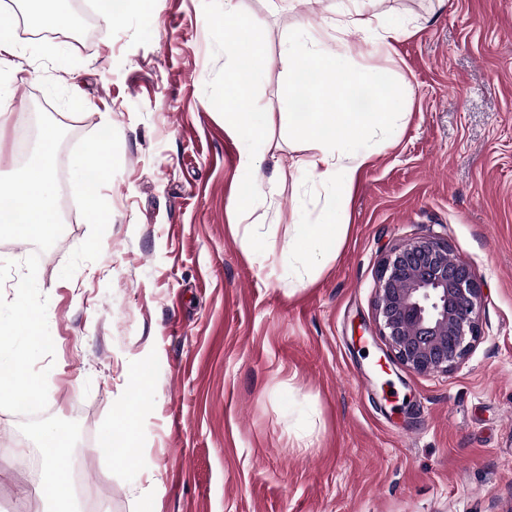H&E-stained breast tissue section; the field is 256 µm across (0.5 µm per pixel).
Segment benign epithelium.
Returning a JSON list of instances; mask_svg holds the SVG:
<instances>
[{"instance_id":"benign-epithelium-1","label":"benign epithelium","mask_w":512,"mask_h":512,"mask_svg":"<svg viewBox=\"0 0 512 512\" xmlns=\"http://www.w3.org/2000/svg\"><path fill=\"white\" fill-rule=\"evenodd\" d=\"M481 308L473 268L434 237L392 250L381 265L379 336L395 360L417 373L447 372L463 362L479 336Z\"/></svg>"}]
</instances>
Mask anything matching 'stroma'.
<instances>
[{
	"instance_id": "35a3bbf8",
	"label": "stroma",
	"mask_w": 512,
	"mask_h": 512,
	"mask_svg": "<svg viewBox=\"0 0 512 512\" xmlns=\"http://www.w3.org/2000/svg\"><path fill=\"white\" fill-rule=\"evenodd\" d=\"M66 2L81 45L22 41L0 74V175L22 165L11 136L37 110L66 130L71 219L37 273L55 346L45 413L79 423L102 512H512V0H376L370 14L405 32L378 51L344 32L351 72L387 75L403 118L360 173L338 252L301 286L284 244L334 196L296 172L312 149L288 129L281 57L298 23L332 32L331 0H241L253 34L221 24L224 0L135 2L112 22L97 0ZM254 35L266 65L242 106L273 122L249 178L224 68L248 70ZM102 130L112 175L92 223L72 161ZM427 236L474 268L483 305L465 361L419 374L386 358L375 304L383 259ZM141 368L131 471L95 444ZM21 421L0 410V512H45L40 471L15 464L39 453Z\"/></svg>"
}]
</instances>
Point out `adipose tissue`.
Segmentation results:
<instances>
[{"mask_svg": "<svg viewBox=\"0 0 512 512\" xmlns=\"http://www.w3.org/2000/svg\"><path fill=\"white\" fill-rule=\"evenodd\" d=\"M336 14L345 16L349 25L367 31L373 48L389 44L402 28L401 19L391 18L371 23L362 11L350 10L347 0H336ZM350 49L344 40L335 45L316 47L315 39L306 26H298L288 39L283 62L289 73L304 74L302 84H289V94L306 96L312 109L288 115V127L298 138L311 142L313 154L299 160L298 169L305 180L333 189L338 202H346L359 171L373 156L370 140H386L397 126L401 114L394 105L386 86L376 72L360 74L348 69ZM224 126L235 136L244 137L248 145L240 149L238 168L244 175L258 173L264 156L254 149L262 140L272 118L267 112H248L240 108L247 83L233 68L225 70ZM334 92V109L321 111L325 89ZM340 227L337 224H298L284 247L289 256L298 260L291 274L297 283H304L312 268L336 250ZM134 397L123 409L121 430L109 433L104 452L127 468L137 466V446L130 433L141 409L146 390L143 373L130 377Z\"/></svg>", "mask_w": 512, "mask_h": 512, "instance_id": "ef3b65f1", "label": "adipose tissue"}]
</instances>
